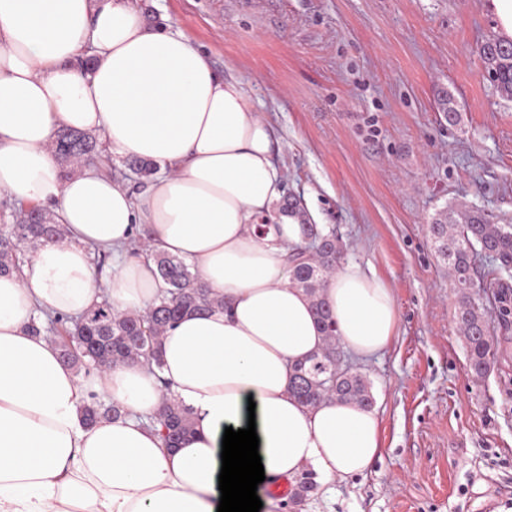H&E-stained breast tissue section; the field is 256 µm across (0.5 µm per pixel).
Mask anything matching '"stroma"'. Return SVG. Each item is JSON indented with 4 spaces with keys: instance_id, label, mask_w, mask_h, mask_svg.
<instances>
[{
    "instance_id": "35a3bbf8",
    "label": "stroma",
    "mask_w": 512,
    "mask_h": 512,
    "mask_svg": "<svg viewBox=\"0 0 512 512\" xmlns=\"http://www.w3.org/2000/svg\"><path fill=\"white\" fill-rule=\"evenodd\" d=\"M486 0H138L178 25L219 73L243 80L272 128L287 190L344 257L389 283L399 312L367 375L382 457L303 512H512V326L473 379L455 329L458 291L425 226L464 202L512 224V99L479 55ZM448 92L461 114L438 110Z\"/></svg>"
}]
</instances>
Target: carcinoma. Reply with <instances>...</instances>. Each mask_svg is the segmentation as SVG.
I'll return each mask as SVG.
<instances>
[{
  "mask_svg": "<svg viewBox=\"0 0 512 512\" xmlns=\"http://www.w3.org/2000/svg\"><path fill=\"white\" fill-rule=\"evenodd\" d=\"M480 57L490 81L501 95L512 99V40L500 37L487 40L480 48ZM438 105L448 126L458 125L460 113L448 94L438 98ZM53 148L57 157L67 164L100 161L99 143L90 134L61 129ZM126 166L131 174L145 179L158 171L156 165L140 159H129ZM279 208L298 217L303 226L305 246L293 249L288 255L290 281L310 298L313 315L324 335L320 351L297 366L293 393L310 406L336 399L370 407L373 397L366 376L347 371L341 365V341L324 296L326 281L343 257L344 244L333 230L327 231L310 222L300 197L288 195ZM426 232L460 294L455 324L467 347L468 372L473 378L482 379L491 369L495 342L490 334L489 312L479 299L485 289H496L495 314L507 324L512 321V285L498 276L489 281L477 277L476 258L480 255L490 258L498 274L511 273L512 231L495 222L484 210L460 203L439 212L426 225ZM64 233L63 225L55 223L50 212L28 207L20 219L0 229V275L11 271L26 249L43 239H59ZM154 261L166 289L146 313H119L104 299L75 318L56 317L48 320L45 327L34 324L33 332L53 331L55 326H60L61 357L87 370L138 357L146 358L151 366L160 365L157 344L167 328L185 314H203L222 308L224 301L210 295L183 259L157 254ZM120 415V407L95 398L85 410L89 423ZM156 422L169 447L192 431L188 412L172 402L163 405ZM313 490L310 478L296 481L288 490L289 506L301 505Z\"/></svg>",
  "mask_w": 512,
  "mask_h": 512,
  "instance_id": "carcinoma-1",
  "label": "carcinoma"
}]
</instances>
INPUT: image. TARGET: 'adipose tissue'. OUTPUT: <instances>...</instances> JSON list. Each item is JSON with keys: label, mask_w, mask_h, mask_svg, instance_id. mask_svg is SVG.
Instances as JSON below:
<instances>
[{"label": "adipose tissue", "mask_w": 512, "mask_h": 512, "mask_svg": "<svg viewBox=\"0 0 512 512\" xmlns=\"http://www.w3.org/2000/svg\"><path fill=\"white\" fill-rule=\"evenodd\" d=\"M83 54L86 72L74 64ZM62 128L100 134L110 154L159 171L138 194L92 165L62 177L52 149ZM286 181L245 83L219 74L179 27L148 26L133 0H0V195L49 208L66 228L0 276V512H217L224 430L251 421L269 489L305 473L324 487L380 459L378 410L307 406L291 391L324 340L289 281L286 255L304 238L278 210ZM141 226L147 251L123 252ZM96 251L112 256L107 278ZM158 254L190 262L224 301L166 330L160 369L139 359L81 375L31 334L32 322L104 298L146 312L164 291ZM325 297L352 353L391 344L398 311L374 270L339 265ZM95 395L122 416L86 424ZM168 402L193 419L174 448L148 423Z\"/></svg>", "instance_id": "1"}]
</instances>
